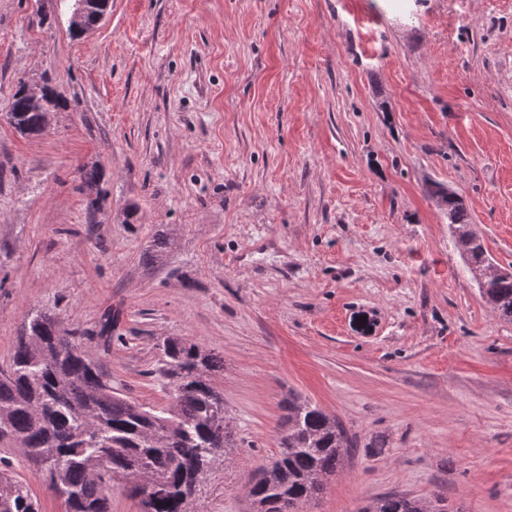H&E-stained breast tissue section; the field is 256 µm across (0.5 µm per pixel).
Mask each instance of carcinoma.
<instances>
[{
	"label": "carcinoma",
	"instance_id": "obj_1",
	"mask_svg": "<svg viewBox=\"0 0 512 512\" xmlns=\"http://www.w3.org/2000/svg\"><path fill=\"white\" fill-rule=\"evenodd\" d=\"M45 107L28 104L23 86L12 97L9 123L28 135L39 134L46 114L64 101L49 80ZM450 223L471 226L461 197L443 199ZM458 249L466 266L488 260L482 237L466 232ZM480 293L505 320L512 321V274L487 282ZM90 332L66 328L47 312L24 324L11 363L0 369V446L24 451L33 463L53 458L60 463L57 486L66 512H111L112 472L127 471L130 496L149 512H182L183 498L209 471L224 449L235 447L224 397L211 375L224 359L199 350L178 337L163 340L160 382L171 404L159 411L112 388L99 364L85 349ZM279 454L258 468L247 497L256 512H297L323 490L324 481L342 468L344 449L352 440L335 418L299 396L285 402ZM159 479L151 499L139 486L137 471ZM0 512H39L27 487L0 471ZM361 512H447L393 493L381 496Z\"/></svg>",
	"mask_w": 512,
	"mask_h": 512
}]
</instances>
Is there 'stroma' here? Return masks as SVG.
<instances>
[{
  "label": "stroma",
  "mask_w": 512,
  "mask_h": 512,
  "mask_svg": "<svg viewBox=\"0 0 512 512\" xmlns=\"http://www.w3.org/2000/svg\"><path fill=\"white\" fill-rule=\"evenodd\" d=\"M72 5L0 0V368L39 310L157 409L165 337L223 357L236 446L187 512H251L291 394L355 443L303 512H512V322L428 193L458 192L512 266V0H111L80 38ZM22 78L67 101L36 137L5 117ZM447 512L444 508H435L430 510L428 506L420 501L407 498L404 495L393 493L381 496L374 500L372 504L363 508L361 512Z\"/></svg>",
  "instance_id": "stroma-1"
}]
</instances>
